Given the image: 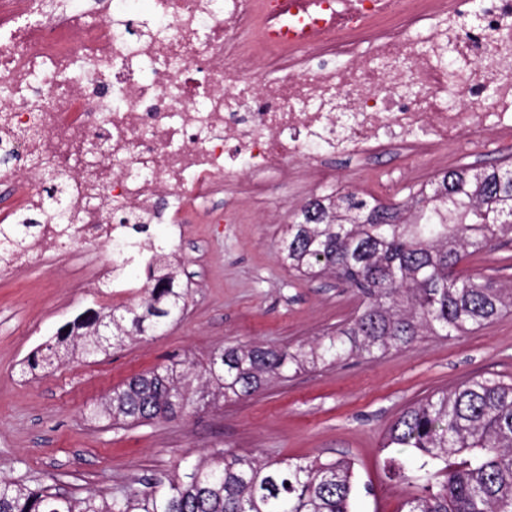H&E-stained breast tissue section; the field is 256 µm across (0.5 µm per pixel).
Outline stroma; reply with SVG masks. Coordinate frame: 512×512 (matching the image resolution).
Segmentation results:
<instances>
[{
    "instance_id": "stroma-1",
    "label": "stroma",
    "mask_w": 512,
    "mask_h": 512,
    "mask_svg": "<svg viewBox=\"0 0 512 512\" xmlns=\"http://www.w3.org/2000/svg\"><path fill=\"white\" fill-rule=\"evenodd\" d=\"M512 161V136L486 135L463 151L439 150L375 157L360 167L333 163L336 188L368 200L414 209L410 188L461 167ZM320 189L314 181L262 198L225 193L205 213L184 202L185 237L171 240L176 285L190 291L187 311L155 333L110 355L74 354L47 375H22V360L90 308L136 305L140 297H112L91 284L86 259L104 263L108 248L84 245L80 256L56 258L17 275L0 276V473L54 484L64 493L144 488L154 477L184 467L214 448L274 459L349 458L355 463L353 512H400L406 484L389 480L384 465L397 451L383 445L390 424L431 392L475 375L512 378V312L463 336L419 339L411 348L368 361L275 380L252 396L197 405L172 419L104 429L85 413L130 376L172 359L202 371L219 348L309 343L349 322L360 300L334 277L306 281L280 254L282 231ZM463 272L481 273L512 288V240L500 239L467 258Z\"/></svg>"
}]
</instances>
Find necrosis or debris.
<instances>
[{
	"label": "necrosis or debris",
	"instance_id": "obj_1",
	"mask_svg": "<svg viewBox=\"0 0 512 512\" xmlns=\"http://www.w3.org/2000/svg\"><path fill=\"white\" fill-rule=\"evenodd\" d=\"M0 0V185L41 193L44 167L69 181L66 213L42 219L0 273L102 243L111 267L148 264L159 241L131 225L185 226L171 201L263 191L330 158L399 144L460 145L512 134V0H488L477 28L449 30L461 0H363L305 45L264 32L282 0ZM267 63L270 73L257 71ZM494 88L487 111L470 103Z\"/></svg>",
	"mask_w": 512,
	"mask_h": 512
}]
</instances>
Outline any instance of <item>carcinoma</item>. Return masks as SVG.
Instances as JSON below:
<instances>
[{
  "label": "carcinoma",
  "mask_w": 512,
  "mask_h": 512,
  "mask_svg": "<svg viewBox=\"0 0 512 512\" xmlns=\"http://www.w3.org/2000/svg\"><path fill=\"white\" fill-rule=\"evenodd\" d=\"M45 182L43 211L55 212L68 187L58 175ZM410 197L421 204L412 224L401 223L396 209L348 193L323 205L320 221L302 208L287 226L291 269L311 280L329 273L361 298L348 324L294 349L226 346L194 390L182 363L134 375L91 407L89 418L104 427L173 418L210 397L250 396L274 377L375 358L421 336H463L512 310L511 290L457 273L463 259L512 236V164L451 169ZM26 237L1 226L0 249L22 251ZM175 278L164 262L149 266L151 284L138 304L77 316L27 358V369L49 372L72 350L97 355L157 331L186 308L188 290L174 288ZM383 447L404 448L413 459L410 467L389 461L390 477L410 488L404 512H512V383L477 375L433 392L392 422ZM353 490L354 464L346 459L293 462L216 448L145 490L67 495L0 475V512H350Z\"/></svg>",
  "instance_id": "carcinoma-1"
}]
</instances>
